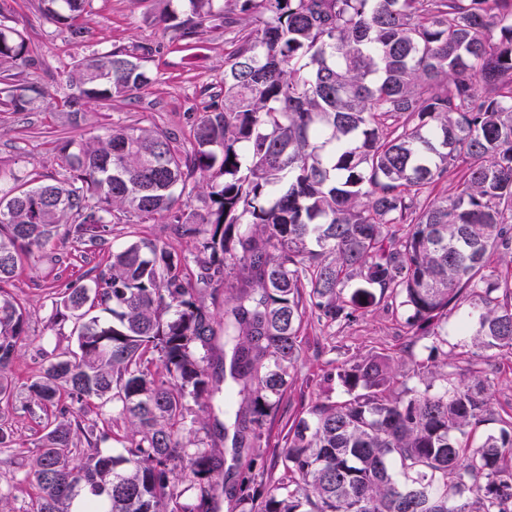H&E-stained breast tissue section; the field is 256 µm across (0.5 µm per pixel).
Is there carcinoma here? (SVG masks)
<instances>
[{
	"mask_svg": "<svg viewBox=\"0 0 512 512\" xmlns=\"http://www.w3.org/2000/svg\"><path fill=\"white\" fill-rule=\"evenodd\" d=\"M47 17L82 38L91 0H44ZM161 22L190 41L224 20V103L202 113L194 147L118 127L60 148L66 179L0 175V404L26 330L5 286L69 224L81 245L104 242L114 213L166 217L201 238L194 279L177 253L148 239L107 250L92 285L67 289L53 320L73 323L77 350L47 359L28 385L45 411L28 477L36 512H217L219 493L247 512H512V420L493 416L487 381L453 370L440 387L416 362L412 386L393 363L355 358L330 379L345 397L311 406L289 429L285 476L247 492L224 482V451L261 445L272 399L300 358L306 309L351 323L389 299L415 340L456 331L489 358L512 355V0H188ZM0 59L29 62L25 36L0 28ZM79 101H125L150 82L123 48L94 51L69 75ZM16 112L32 103L9 83ZM209 188L207 214L185 215L188 179ZM454 192L433 188L449 175ZM230 294L216 328L205 297ZM468 303L462 308V303ZM98 308L106 316L92 314ZM160 361L166 376L152 373ZM239 387L212 447L179 437L189 401L211 402L215 379ZM71 405L59 406L61 393ZM129 420L123 452L83 427L91 404ZM87 448L79 455L74 449ZM188 462L196 498L169 475Z\"/></svg>",
	"mask_w": 512,
	"mask_h": 512,
	"instance_id": "obj_1",
	"label": "carcinoma"
}]
</instances>
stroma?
<instances>
[{
  "label": "stroma",
  "mask_w": 512,
  "mask_h": 512,
  "mask_svg": "<svg viewBox=\"0 0 512 512\" xmlns=\"http://www.w3.org/2000/svg\"><path fill=\"white\" fill-rule=\"evenodd\" d=\"M185 8L184 0H92L80 20L84 37L76 41L64 25L46 17L43 0H0V24L24 32L32 59L28 65L0 61V81L38 90L27 111L16 112L0 104V170L39 182L64 179L62 142L85 141L115 126L167 133L175 136L184 151H191L194 123L221 101L229 35L218 21L206 25L192 43L179 40L164 28L160 14ZM115 47L147 55L150 83L131 100L109 103L86 97L79 111H70L68 76L77 61L92 51ZM110 229L111 247L148 238L185 256L187 270L195 268L198 243L181 236L176 225L162 220L142 224L136 217L124 216ZM105 261V252L85 248L61 232L25 262L8 287L27 310V337L10 371L14 398L4 409L15 443L0 448V495L9 512H34L36 508L37 490L27 472L42 426L41 412L31 403L28 386L39 375L44 357L77 347L71 324L53 322V303L66 288L91 284ZM300 339L301 357L276 411L264 422L261 446L225 450L224 468L233 482L255 479L271 484L279 480L283 471L280 454L293 421L315 403L342 399L341 388L326 378L337 365L354 357L392 356L401 381L412 375L417 358L428 359V378L436 385L451 369L467 376L480 372L490 385L496 416L486 425V432H498L501 420L512 418V356L477 357L470 337L452 333L447 336L446 353L429 355L423 344L413 343L403 315L389 300L348 324L329 326L306 315Z\"/></svg>",
  "instance_id": "stroma-1"
}]
</instances>
